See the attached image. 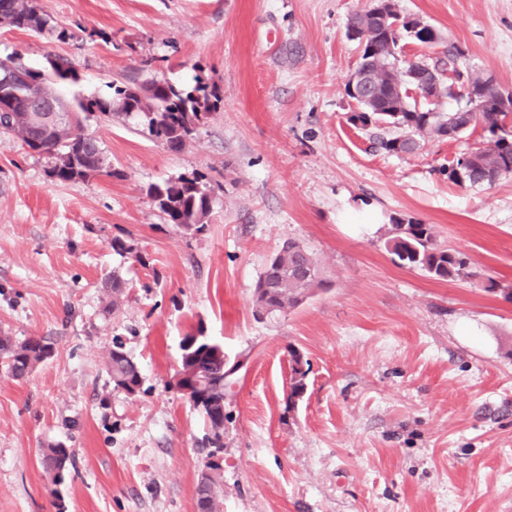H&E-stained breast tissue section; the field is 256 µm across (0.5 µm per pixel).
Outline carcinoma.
Here are the masks:
<instances>
[{
    "instance_id": "carcinoma-1",
    "label": "carcinoma",
    "mask_w": 512,
    "mask_h": 512,
    "mask_svg": "<svg viewBox=\"0 0 512 512\" xmlns=\"http://www.w3.org/2000/svg\"><path fill=\"white\" fill-rule=\"evenodd\" d=\"M400 13L384 25L377 17L366 13L361 17L364 28L375 35L370 47L362 54L374 49V71L377 83L374 120L364 121L361 127L393 126L402 134L377 140L378 148L391 154L411 153L419 148L421 138L434 136L450 123L457 127L482 125L493 132L504 125L507 113L490 108L477 115L471 112H418L411 99L401 100L394 83L402 78L403 69L415 66V62L397 58L392 51L405 25L398 24ZM29 30L64 42L72 37L69 30L57 23L38 5L37 0H0V25ZM464 54L456 46H450L444 55L431 64L439 75L460 68ZM31 79L39 93L59 95V87L78 81L76 70L63 56L47 59L43 69H31ZM222 102L218 92L196 79L192 87L171 83L167 80H152L133 85H112V93L104 97L74 98L72 103L80 113L109 117L123 115L137 120L140 132L162 145L170 152L182 151L200 122ZM18 105L0 98V133L9 136L36 151L29 139H38V130L24 131L12 122ZM42 154L52 159L50 175L55 180L67 183L85 181L104 172V159L98 141L85 139L81 131L73 135L72 141L60 150L44 149ZM465 172V181L457 177L456 169ZM512 174V134L472 149L448 166V181L457 185L495 183L500 177ZM148 195L156 207L166 216L167 223L185 234L202 232L212 212V198L206 175L197 171L181 174L176 179H167L153 184ZM387 251L396 257L399 265L420 268L440 281L466 280L474 277L469 256L459 250L443 248L436 242V229L411 218L396 216L389 218ZM323 286L322 271L318 261L299 242L288 241V248L275 253L267 263L254 289V309H264L276 316L301 305L308 298V291ZM215 341L207 337L187 335L181 341L180 363L194 366L206 374L197 402L208 427V443L222 448L224 408H209L211 399L218 401L231 392L224 383V361L212 355ZM53 355V347L45 340L30 337L21 343L8 336H0V363L15 378L27 376L37 365ZM108 372L114 388L120 390L126 383L140 387L142 375L138 366L127 353L115 356L109 352ZM43 457L51 471L67 469L70 454L65 448H45ZM207 468L212 476L199 482L196 490L197 512H221L224 499V483L221 466L209 461Z\"/></svg>"
}]
</instances>
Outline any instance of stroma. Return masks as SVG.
<instances>
[{"instance_id":"obj_1","label":"stroma","mask_w":512,"mask_h":512,"mask_svg":"<svg viewBox=\"0 0 512 512\" xmlns=\"http://www.w3.org/2000/svg\"><path fill=\"white\" fill-rule=\"evenodd\" d=\"M38 3L72 39L0 25V56L68 57L79 81L65 100L200 78L223 101L178 153L133 119L85 121L106 167L86 181H56L46 156L0 142V336L54 348L24 378L0 366V512H197L210 457L224 512H512V174L449 183V160L488 139L480 127L389 154L371 143L397 128L348 123L359 46L346 24L374 0ZM394 3L442 37L406 44V57L455 44L470 70L512 90V0ZM192 171L208 177L212 213L186 234L147 189ZM396 214L434 225L473 278L394 262ZM289 239L326 285L256 319V283ZM116 274L126 290L114 309ZM490 279L502 291L486 292ZM192 330L247 359L217 452L173 387ZM118 341L141 369L132 396L105 367ZM293 350L307 370L294 404ZM51 446L70 453L59 485L42 465Z\"/></svg>"}]
</instances>
